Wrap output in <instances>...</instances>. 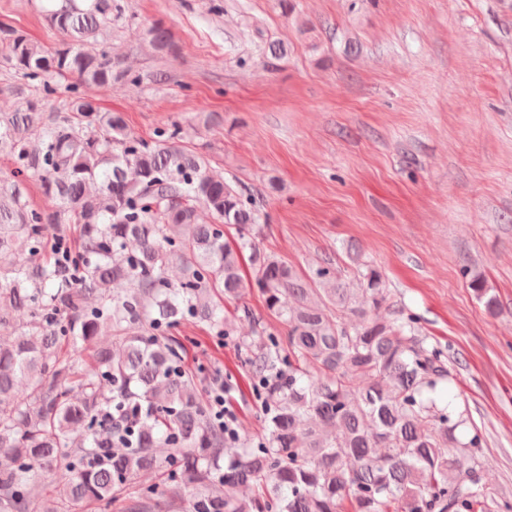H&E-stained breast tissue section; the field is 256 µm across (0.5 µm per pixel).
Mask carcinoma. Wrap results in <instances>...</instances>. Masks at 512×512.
I'll return each mask as SVG.
<instances>
[{
  "instance_id": "obj_1",
  "label": "carcinoma",
  "mask_w": 512,
  "mask_h": 512,
  "mask_svg": "<svg viewBox=\"0 0 512 512\" xmlns=\"http://www.w3.org/2000/svg\"><path fill=\"white\" fill-rule=\"evenodd\" d=\"M115 8L50 4L45 20L63 36L52 51L0 25V64L46 96L58 80L128 78L98 45ZM149 35L170 46L162 24ZM69 92L52 122L31 101L0 114V149L15 165L14 180H0V512H37L41 473L55 476L43 512L111 502L124 512H512L484 482V438L468 412L436 397L453 381L443 350L404 310L377 316L389 299L379 271L355 284L329 263L300 274L256 246L253 199L182 146L178 127L149 144L78 86ZM29 172L56 210L23 201ZM200 208L213 222L199 223ZM247 249L267 310L245 343L264 380L268 438L257 448L224 440L171 336L186 319L231 335L224 303L241 295ZM471 288L495 313L485 280ZM104 331L110 349L97 345ZM144 472L158 485L137 489ZM239 485L251 497L224 492Z\"/></svg>"
}]
</instances>
